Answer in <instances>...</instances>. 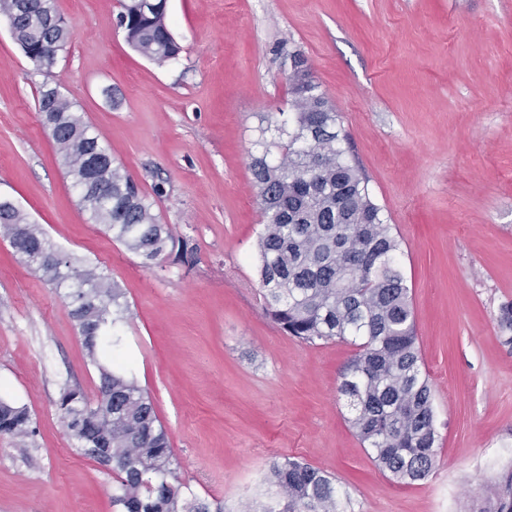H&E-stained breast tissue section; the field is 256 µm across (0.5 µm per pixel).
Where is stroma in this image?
<instances>
[{
  "label": "stroma",
  "mask_w": 512,
  "mask_h": 512,
  "mask_svg": "<svg viewBox=\"0 0 512 512\" xmlns=\"http://www.w3.org/2000/svg\"><path fill=\"white\" fill-rule=\"evenodd\" d=\"M70 31L36 69L0 20V197L62 252L116 281L122 353L168 433L179 480L239 512L270 462L330 475L350 512H474L512 468V0H170L183 51L160 66L117 26L118 0H56ZM293 42L339 112L401 241L437 465L395 482L348 422L350 342L309 344L265 313L249 170L258 113L287 111ZM56 81L196 262L151 266L79 204L37 111ZM96 396L67 302L0 238V390L36 433L0 437V512H113L111 470L76 454L62 384Z\"/></svg>",
  "instance_id": "stroma-1"
}]
</instances>
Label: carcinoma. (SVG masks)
Listing matches in <instances>:
<instances>
[{
    "label": "carcinoma",
    "mask_w": 512,
    "mask_h": 512,
    "mask_svg": "<svg viewBox=\"0 0 512 512\" xmlns=\"http://www.w3.org/2000/svg\"><path fill=\"white\" fill-rule=\"evenodd\" d=\"M119 23L135 51L162 66L178 59L180 44L169 28L162 0H120ZM0 16L37 69L44 40L65 48L69 30L53 23L55 0H0ZM288 65V111L272 121L263 115L251 156L263 230L255 249L260 294L267 315L288 335L306 343L341 339L357 351L339 375L350 424L376 464L402 484L424 480L435 467L438 435L433 395L421 369L414 309L398 265L400 240L376 203L369 180L348 159L340 116L304 55L280 47ZM48 128L72 188L91 223L139 255L149 266L174 243L169 225L121 165L97 173L112 200L80 193L84 156L109 153L100 135L63 95L46 99ZM0 236L69 303L87 364L99 373L95 398L68 384L60 388V421L78 453L112 460L115 512H210L191 486L174 477L173 450L154 405L119 351L127 305L118 284L82 269L57 252L42 228L19 208L0 209ZM35 433L28 407L0 396V435L21 442ZM267 501L259 512H341L333 479L296 458L272 462L264 476ZM475 512H512V472Z\"/></svg>",
    "instance_id": "obj_1"
}]
</instances>
